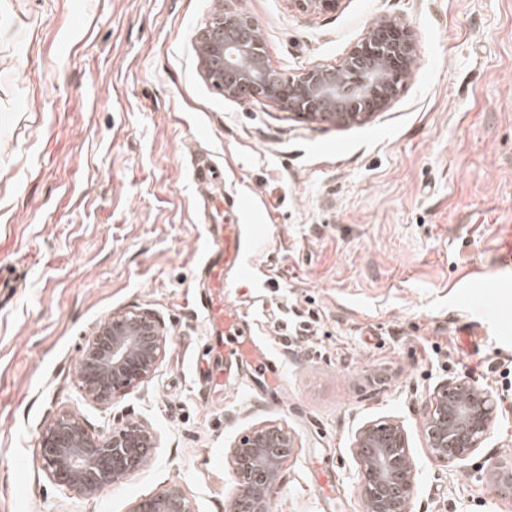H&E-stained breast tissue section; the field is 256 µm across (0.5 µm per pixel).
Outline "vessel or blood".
<instances>
[{"label":"vessel or blood","mask_w":512,"mask_h":512,"mask_svg":"<svg viewBox=\"0 0 512 512\" xmlns=\"http://www.w3.org/2000/svg\"><path fill=\"white\" fill-rule=\"evenodd\" d=\"M209 246L200 270L204 288L200 304L212 334L224 336L234 344L233 353L243 367L278 376L279 368L264 353L253 348L242 332V315L224 301V273L242 264L239 227L235 224H212L208 227Z\"/></svg>","instance_id":"1"}]
</instances>
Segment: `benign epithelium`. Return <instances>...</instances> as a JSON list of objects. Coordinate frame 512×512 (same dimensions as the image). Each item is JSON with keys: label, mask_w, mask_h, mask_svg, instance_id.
<instances>
[{"label": "benign epithelium", "mask_w": 512, "mask_h": 512, "mask_svg": "<svg viewBox=\"0 0 512 512\" xmlns=\"http://www.w3.org/2000/svg\"><path fill=\"white\" fill-rule=\"evenodd\" d=\"M311 15L333 10L340 0H295ZM255 23L222 7L201 33L204 77L229 99L244 91L304 121L338 126L361 124L395 101L394 80L412 74L417 47L412 32L382 18L365 32L339 65L310 66L288 78L269 64ZM168 339L159 316L149 309L114 313L102 321L81 350L75 383L84 400L102 406L151 378L164 361ZM422 433L430 459L442 466L464 461L488 440L497 405L487 390L447 379L422 400ZM51 478L79 498L93 497L145 467L158 447L146 421L130 417L110 431L93 432L73 410L60 411L40 435ZM295 448L287 429L254 426L229 447L238 479L231 512H270L282 466ZM351 449L360 468L359 493L365 512H412L417 467L404 428L391 422L359 427ZM128 512H196L177 483L134 500Z\"/></svg>", "instance_id": "7a95c632"}]
</instances>
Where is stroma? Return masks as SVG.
Segmentation results:
<instances>
[{
    "label": "stroma",
    "mask_w": 512,
    "mask_h": 512,
    "mask_svg": "<svg viewBox=\"0 0 512 512\" xmlns=\"http://www.w3.org/2000/svg\"><path fill=\"white\" fill-rule=\"evenodd\" d=\"M219 0H0V512H127L182 485L229 512L234 441L295 438L273 512H363L355 431L395 421L422 512H512V0H229L289 77L340 64L381 17L418 57L392 107L339 127L225 98L199 65ZM208 166L213 198L196 177ZM243 227L224 297L281 364L248 386L197 303L211 224ZM498 282L485 296L483 281ZM164 321L154 377L102 408L76 385L112 313ZM489 390L484 448L441 466L422 435L428 388ZM143 418L160 446L99 496L57 485L42 429Z\"/></svg>",
    "instance_id": "35a3bbf8"
}]
</instances>
